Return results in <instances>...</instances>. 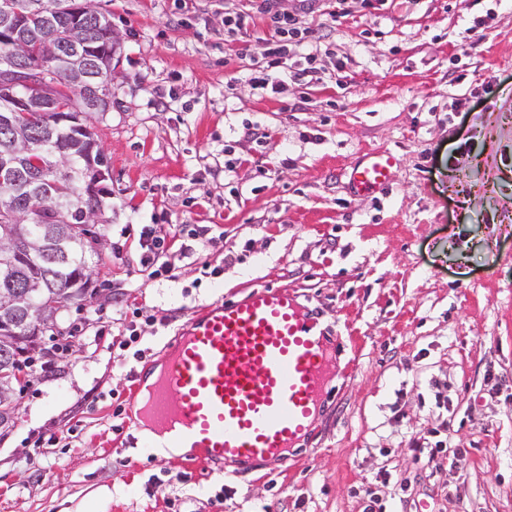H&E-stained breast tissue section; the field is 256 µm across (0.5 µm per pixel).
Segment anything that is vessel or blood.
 Listing matches in <instances>:
<instances>
[{
	"instance_id": "b4317fda",
	"label": "vessel or blood",
	"mask_w": 512,
	"mask_h": 512,
	"mask_svg": "<svg viewBox=\"0 0 512 512\" xmlns=\"http://www.w3.org/2000/svg\"><path fill=\"white\" fill-rule=\"evenodd\" d=\"M396 163L391 150L363 151L351 192L387 189ZM335 356L317 318L287 292L260 286L212 303L174 341L148 391L133 394L159 432L142 445L190 448L198 463L285 458L311 431Z\"/></svg>"
}]
</instances>
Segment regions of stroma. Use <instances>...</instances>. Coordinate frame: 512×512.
<instances>
[{
	"instance_id": "obj_1",
	"label": "stroma",
	"mask_w": 512,
	"mask_h": 512,
	"mask_svg": "<svg viewBox=\"0 0 512 512\" xmlns=\"http://www.w3.org/2000/svg\"><path fill=\"white\" fill-rule=\"evenodd\" d=\"M93 4L122 38L112 109L91 122L107 246L57 318L75 347L16 394L0 512H362L367 484L388 512H512V0L308 15L271 74L287 80L314 41L321 79L284 93L243 76L266 62V22L224 41L225 8L249 0H193L178 24L173 0ZM369 148L397 153L394 179L356 195L347 170ZM145 225L175 280L140 273ZM260 285L340 340L305 445L207 472L132 445L137 373L203 307ZM433 428L466 449L461 468L415 461L411 438Z\"/></svg>"
}]
</instances>
